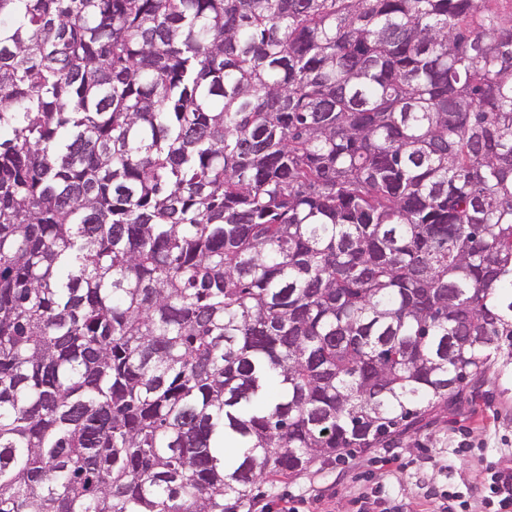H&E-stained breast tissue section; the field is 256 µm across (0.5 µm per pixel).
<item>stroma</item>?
Instances as JSON below:
<instances>
[{
	"label": "stroma",
	"mask_w": 512,
	"mask_h": 512,
	"mask_svg": "<svg viewBox=\"0 0 512 512\" xmlns=\"http://www.w3.org/2000/svg\"><path fill=\"white\" fill-rule=\"evenodd\" d=\"M512 453V358L501 357L469 384L460 404L389 448L357 452L341 462L314 464L278 484L263 502L266 512H356L359 492L384 486L368 512L403 504L406 512H431L434 495L450 487L470 492L478 512L489 461Z\"/></svg>",
	"instance_id": "obj_1"
}]
</instances>
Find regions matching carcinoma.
Returning <instances> with one entry per match:
<instances>
[{
  "label": "carcinoma",
  "instance_id": "1",
  "mask_svg": "<svg viewBox=\"0 0 512 512\" xmlns=\"http://www.w3.org/2000/svg\"><path fill=\"white\" fill-rule=\"evenodd\" d=\"M512 0H0V512H244L512 349Z\"/></svg>",
  "mask_w": 512,
  "mask_h": 512
}]
</instances>
